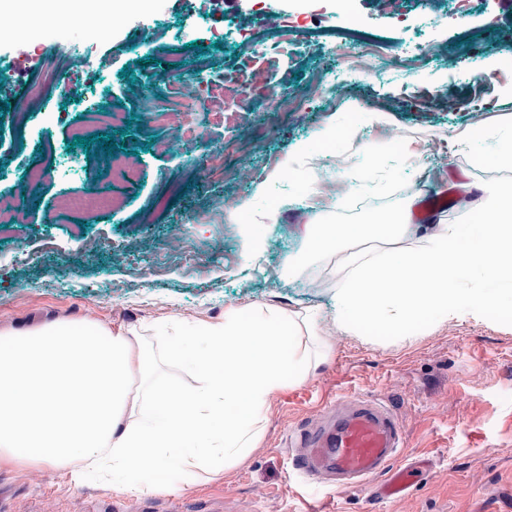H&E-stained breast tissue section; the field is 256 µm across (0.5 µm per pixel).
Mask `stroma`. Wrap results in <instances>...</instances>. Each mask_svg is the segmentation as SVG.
Returning a JSON list of instances; mask_svg holds the SVG:
<instances>
[{
  "label": "stroma",
  "instance_id": "obj_1",
  "mask_svg": "<svg viewBox=\"0 0 512 512\" xmlns=\"http://www.w3.org/2000/svg\"><path fill=\"white\" fill-rule=\"evenodd\" d=\"M1 13L45 51L26 68L23 122L0 111V194L21 195L31 170L49 175L27 220L0 227V329L90 322L157 354L172 320L194 334L231 306L312 307L332 351L273 398L260 447L231 471L142 468L131 491L97 472L75 481L55 466L43 485L33 468L1 467L0 512H512V314L364 341L332 325L338 259L306 255L310 225L370 222L443 192L468 202L438 220L466 224L484 186L512 185V168L474 160L512 134V0H141L127 29L94 41L77 24L41 26L15 0ZM76 46L99 56L95 74ZM216 81L243 102L226 124L199 113L201 135L185 143L151 123L157 106ZM119 130L127 146L109 156L72 145ZM268 209L275 223L255 225ZM342 393L381 399L399 420L397 462L413 471L399 497L292 472L290 431Z\"/></svg>",
  "mask_w": 512,
  "mask_h": 512
}]
</instances>
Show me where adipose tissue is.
Here are the masks:
<instances>
[{
    "label": "adipose tissue",
    "instance_id": "ef3b65f1",
    "mask_svg": "<svg viewBox=\"0 0 512 512\" xmlns=\"http://www.w3.org/2000/svg\"><path fill=\"white\" fill-rule=\"evenodd\" d=\"M309 254L345 253L336 286V331L441 320L468 307L512 309V189L493 194L472 223L438 224L420 237L410 211L378 224L313 225ZM163 357L194 376L188 386L151 376L137 336L100 335L53 322L0 330V466L45 463L110 468L114 485L131 471L172 461L203 470L241 464L262 439L263 415L284 383L326 361L331 343L312 311L283 314L232 307L224 321L189 336L166 326Z\"/></svg>",
    "mask_w": 512,
    "mask_h": 512
}]
</instances>
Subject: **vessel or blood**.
<instances>
[{"instance_id": "b4317fda", "label": "vessel or blood", "mask_w": 512, "mask_h": 512, "mask_svg": "<svg viewBox=\"0 0 512 512\" xmlns=\"http://www.w3.org/2000/svg\"><path fill=\"white\" fill-rule=\"evenodd\" d=\"M292 445L293 468L302 474L333 475L344 484L388 474L380 488L387 499L404 492L411 478L410 468L392 466L404 436L394 413L378 400L350 394L323 403L318 420L300 429Z\"/></svg>"}]
</instances>
